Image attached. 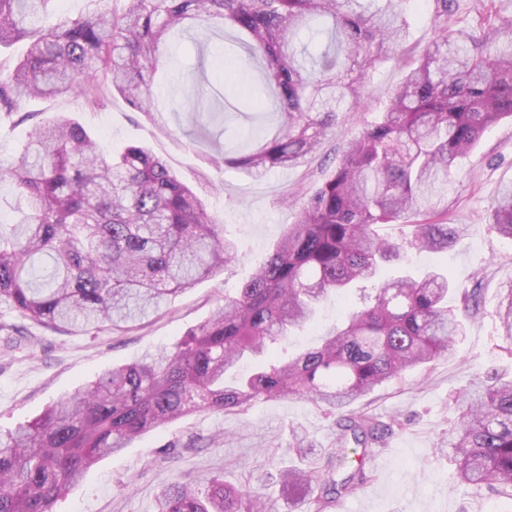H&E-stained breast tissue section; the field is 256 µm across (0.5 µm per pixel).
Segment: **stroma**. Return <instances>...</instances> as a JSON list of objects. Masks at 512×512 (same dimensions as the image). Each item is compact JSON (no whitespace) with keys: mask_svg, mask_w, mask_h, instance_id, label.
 I'll use <instances>...</instances> for the list:
<instances>
[{"mask_svg":"<svg viewBox=\"0 0 512 512\" xmlns=\"http://www.w3.org/2000/svg\"><path fill=\"white\" fill-rule=\"evenodd\" d=\"M432 0H409L410 30L394 59L368 69L366 95L359 112L329 133L305 163L257 177L215 165L220 151H241L251 144L253 125L277 127L278 105L262 61L225 74L224 57L238 50L233 28L194 26L174 33L165 73L155 93L167 111L150 120L114 98L90 108L77 97L35 99L30 116L0 122V158L13 157L33 126L58 112L71 113L95 135L105 151L140 144L162 156L193 186L238 245L239 259L194 288L171 297L158 314L129 329L86 335L60 333L24 322L22 346L0 351V431L31 421L54 400L111 370L160 347H174L206 319L225 295L235 294L269 255L284 227L294 223L293 197L314 190L336 166L345 140L364 121L375 120L401 83L411 61L436 38L429 16ZM245 83L265 100L255 112L235 83ZM512 184V121L487 129L476 147L458 162L440 205L448 221L460 225L459 240L444 253L408 251L387 263L386 273L409 270L421 275L447 271L452 304L464 316L455 355L389 382L363 397L356 410L381 421L398 416L403 428L387 435L375 456L373 479L361 493L335 503L330 512H512V498L461 484L456 477L448 431L463 412L461 393L475 374L512 377V338L504 335L498 312L512 288V238L487 219L497 193ZM344 297H330L316 318L288 338L289 349L314 344L322 330L340 321ZM335 416L294 398L261 400L243 413L197 412L135 440L106 458L60 498L53 512H158L159 498L172 483L206 488L218 478L261 494L273 512H306L300 495L280 481L282 470L298 465L286 448L293 434L306 436L314 456L334 447Z\"/></svg>","mask_w":512,"mask_h":512,"instance_id":"35a3bbf8","label":"stroma"}]
</instances>
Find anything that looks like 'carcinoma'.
I'll return each instance as SVG.
<instances>
[{"instance_id":"cac0c4a2","label":"carcinoma","mask_w":512,"mask_h":512,"mask_svg":"<svg viewBox=\"0 0 512 512\" xmlns=\"http://www.w3.org/2000/svg\"><path fill=\"white\" fill-rule=\"evenodd\" d=\"M57 0H0V49L24 40L25 54L0 59V117L26 101L77 96L89 107L121 96L152 118L153 92L167 40L195 21L233 27L244 49L266 63L281 121L224 166L259 176L304 163L365 94L367 67L394 55L409 34L406 0H87L84 15ZM455 0H433L437 39L394 91L380 120L341 151L333 172L297 202L267 259L234 296L191 328L173 349L113 367L49 405L15 431L0 433V512H53L56 501L103 458L164 424L196 412L242 411L260 399L294 397L326 406L341 432L324 464L285 474L325 512L370 480L366 460L382 435L402 428L349 407L375 388L454 354L459 326L448 307V274L384 280L353 305L318 346L277 354L288 333L320 302L379 279L407 249L441 252L460 227L437 210L458 158L485 130L512 119V19L491 11L475 25L450 22ZM315 23L327 44L295 45ZM22 217L0 224V305L16 318L56 331L122 329L156 312L239 258L237 244L191 186L143 145L108 156L74 117L35 126L16 158L0 160ZM488 221L512 238V187L501 189ZM405 223L398 241L378 227ZM512 337V289L501 301ZM264 363L236 374L241 361ZM465 410L451 430L459 479L479 489L512 490V380L462 392ZM361 449L353 471L347 438ZM159 512H271L267 502L214 480L201 491L175 482Z\"/></svg>"}]
</instances>
